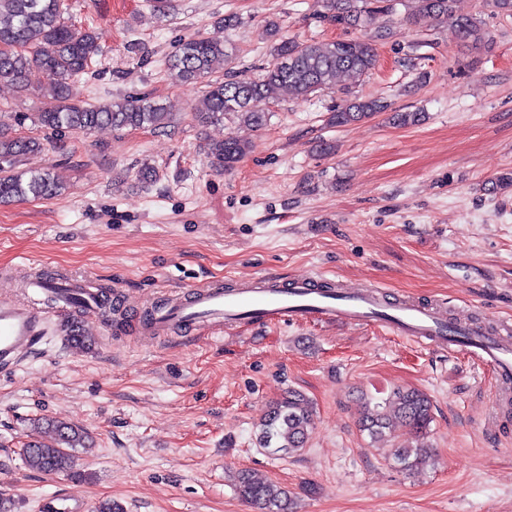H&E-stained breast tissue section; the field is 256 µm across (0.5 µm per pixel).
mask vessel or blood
Listing matches in <instances>:
<instances>
[{
	"label": "vessel or blood",
	"mask_w": 512,
	"mask_h": 512,
	"mask_svg": "<svg viewBox=\"0 0 512 512\" xmlns=\"http://www.w3.org/2000/svg\"><path fill=\"white\" fill-rule=\"evenodd\" d=\"M55 306L68 309L80 295L85 309L94 310L96 294L59 283L52 291ZM340 322L378 324L389 334L427 346L462 351L496 376V412L512 410V325L487 327L479 321L453 324L438 306L406 300L387 301L380 286L371 284L342 291L326 287L322 278L309 275L284 284L262 278L251 284L221 288L203 285L190 295L169 294L161 308L141 320L140 331L154 341L167 340L176 330L192 326L211 334L240 322ZM48 314L42 309L0 297V369L12 370L45 337Z\"/></svg>",
	"instance_id": "vessel-or-blood-1"
}]
</instances>
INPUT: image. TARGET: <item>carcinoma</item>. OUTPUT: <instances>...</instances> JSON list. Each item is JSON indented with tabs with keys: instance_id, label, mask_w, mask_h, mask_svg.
Segmentation results:
<instances>
[{
	"instance_id": "cac0c4a2",
	"label": "carcinoma",
	"mask_w": 512,
	"mask_h": 512,
	"mask_svg": "<svg viewBox=\"0 0 512 512\" xmlns=\"http://www.w3.org/2000/svg\"><path fill=\"white\" fill-rule=\"evenodd\" d=\"M322 7L318 18L343 28H362L375 12L392 13L396 0H317ZM418 9L410 24L434 27L452 21L458 37L464 42L478 43L490 38L489 31L473 17L454 12L455 0H417ZM66 0H0V85H8L20 93L29 91V71L40 68L46 76L41 88L45 99L36 114L40 126L57 133H88L109 126L114 129L160 130L171 123L167 107L154 99L127 96L108 103L89 104L77 92L79 77L86 73L100 52L97 33L69 25L65 14ZM270 35L277 38L262 74L245 78L234 71L208 84L203 107L198 116L203 123L224 120L232 114L243 123L262 129L266 113L254 109V102L272 99L282 88L307 98L332 89L336 78L346 75L358 81L371 72L378 62V45L392 37L389 29L377 30L361 39H336L326 43L300 42L279 35V25L268 22ZM235 59L231 46L207 38L181 41L168 60L167 70L177 83H194L212 75L214 65H229ZM347 103L330 113L329 124L348 125L382 112L399 127L416 125L424 118L418 111L393 110L379 98L358 97L343 90ZM41 150L31 137L13 134L0 123V203L44 200L61 193V187L49 169L17 170L19 158ZM248 143L233 136L210 144L209 153L219 169H230L249 152ZM360 431L371 443L389 441L397 428L406 427L420 436L427 434L432 421L430 397L416 389L396 388L384 396L362 393ZM52 432L49 441H36L22 448L26 465L47 474H66L82 478L76 469L72 450L88 448L87 434L79 427L58 420H45ZM315 424L312 402L296 390H288L269 406L258 425L259 447L274 456H290L302 451ZM394 465L412 473L430 463L432 451L427 444L398 446L392 449ZM235 488L245 501L260 512H296L297 496L273 481H257L248 471L236 475Z\"/></svg>"
}]
</instances>
